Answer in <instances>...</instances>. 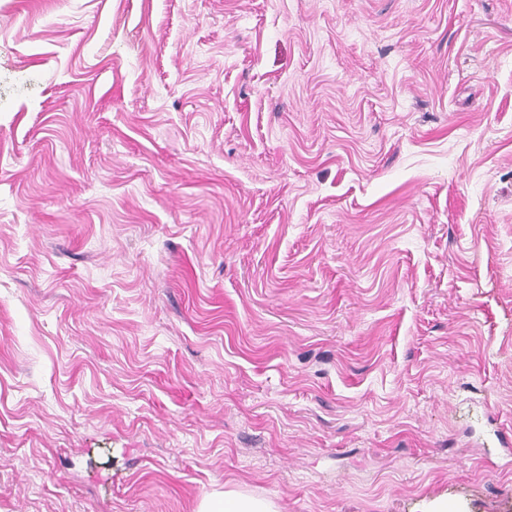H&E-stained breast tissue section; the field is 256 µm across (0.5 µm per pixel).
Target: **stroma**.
Returning a JSON list of instances; mask_svg holds the SVG:
<instances>
[{
  "instance_id": "obj_1",
  "label": "stroma",
  "mask_w": 512,
  "mask_h": 512,
  "mask_svg": "<svg viewBox=\"0 0 512 512\" xmlns=\"http://www.w3.org/2000/svg\"><path fill=\"white\" fill-rule=\"evenodd\" d=\"M512 0H0V512H512ZM275 505L265 499L243 495L235 491L204 496L197 512H277Z\"/></svg>"
}]
</instances>
